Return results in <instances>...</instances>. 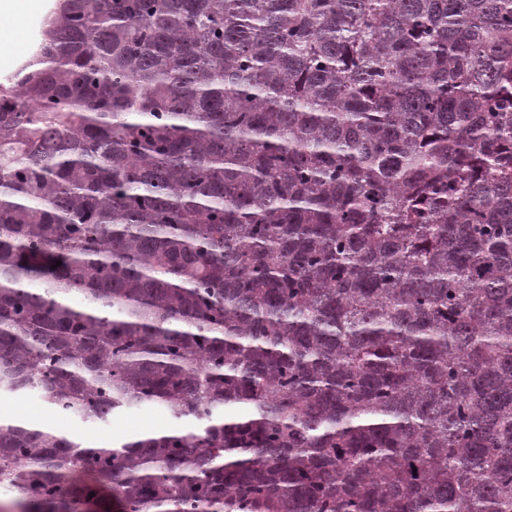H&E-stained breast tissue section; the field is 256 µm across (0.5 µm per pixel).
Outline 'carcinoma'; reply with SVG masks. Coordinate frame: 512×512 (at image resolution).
<instances>
[{
    "mask_svg": "<svg viewBox=\"0 0 512 512\" xmlns=\"http://www.w3.org/2000/svg\"><path fill=\"white\" fill-rule=\"evenodd\" d=\"M32 390L196 425L0 418V512H512V0H59L0 84ZM17 415L15 412L31 414H45L48 418L46 424L61 433L105 439L117 436H130L138 433L153 432L175 426H194L193 420H174L167 411L158 405H144L133 407L125 411L119 418L111 423L89 424L84 423L76 415L62 416L46 406L35 392L26 395L13 396L0 395V414Z\"/></svg>",
    "mask_w": 512,
    "mask_h": 512,
    "instance_id": "obj_1",
    "label": "carcinoma"
}]
</instances>
